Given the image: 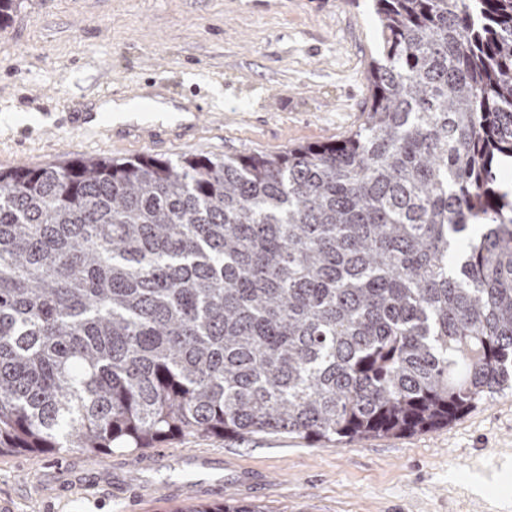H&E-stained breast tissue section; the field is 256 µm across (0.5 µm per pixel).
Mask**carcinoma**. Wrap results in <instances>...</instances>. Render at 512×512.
Here are the masks:
<instances>
[{
  "label": "carcinoma",
  "mask_w": 512,
  "mask_h": 512,
  "mask_svg": "<svg viewBox=\"0 0 512 512\" xmlns=\"http://www.w3.org/2000/svg\"><path fill=\"white\" fill-rule=\"evenodd\" d=\"M375 9L341 140L0 169V452L340 444L512 389V0Z\"/></svg>",
  "instance_id": "cac0c4a2"
}]
</instances>
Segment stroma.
Listing matches in <instances>:
<instances>
[{
	"mask_svg": "<svg viewBox=\"0 0 512 512\" xmlns=\"http://www.w3.org/2000/svg\"><path fill=\"white\" fill-rule=\"evenodd\" d=\"M381 31L373 0H20L0 31V167L76 157L277 152L366 118ZM121 87L208 103L200 133L116 142L64 126ZM512 390L450 425L342 444L288 434L175 437L95 457L0 454V512H512ZM172 512H264L262 508L245 503H221L218 505H187L174 508Z\"/></svg>",
	"mask_w": 512,
	"mask_h": 512,
	"instance_id": "1",
	"label": "stroma"
}]
</instances>
